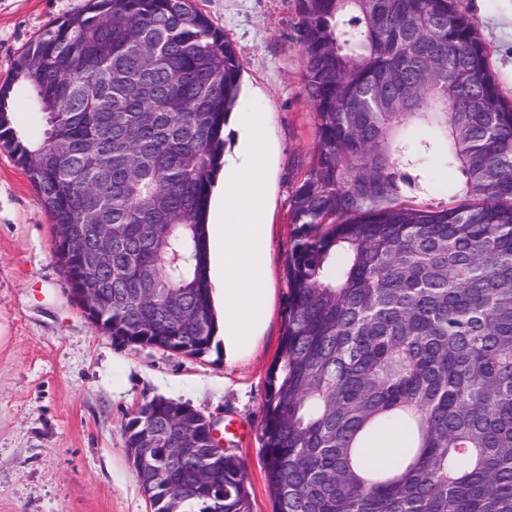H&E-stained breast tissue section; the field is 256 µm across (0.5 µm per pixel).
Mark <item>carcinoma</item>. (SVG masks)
I'll use <instances>...</instances> for the list:
<instances>
[{
	"mask_svg": "<svg viewBox=\"0 0 512 512\" xmlns=\"http://www.w3.org/2000/svg\"><path fill=\"white\" fill-rule=\"evenodd\" d=\"M312 164L291 200L286 329L261 453L273 512H512V104L460 0H296ZM21 85L43 139L13 126ZM233 43L191 0H90L0 85V144L62 236L112 225V338L200 355L216 336L207 214L240 91ZM69 144L59 156L52 140ZM458 173L419 203L422 161ZM161 455L155 512H250L243 464ZM404 448L366 463L370 432ZM425 168L431 178V192L425 199H419L423 203L437 205L448 203V189L454 180V169L448 167L446 158L439 153L430 155L425 162Z\"/></svg>",
	"mask_w": 512,
	"mask_h": 512,
	"instance_id": "cac0c4a2",
	"label": "carcinoma"
}]
</instances>
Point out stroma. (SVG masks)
<instances>
[{
    "label": "stroma",
    "mask_w": 512,
    "mask_h": 512,
    "mask_svg": "<svg viewBox=\"0 0 512 512\" xmlns=\"http://www.w3.org/2000/svg\"><path fill=\"white\" fill-rule=\"evenodd\" d=\"M232 41L242 64L224 129L233 149L254 114L265 120L264 195L270 313L258 348L234 364L211 348L188 357L112 339L73 298L56 232L27 174L0 146V512H149L123 426L155 397L185 402L224 431L245 466L251 512H273L260 452L266 375L286 324L290 200L308 169L316 119L303 82L296 0H192ZM512 100V0H461ZM87 0H0V81L43 30Z\"/></svg>",
    "instance_id": "1"
}]
</instances>
